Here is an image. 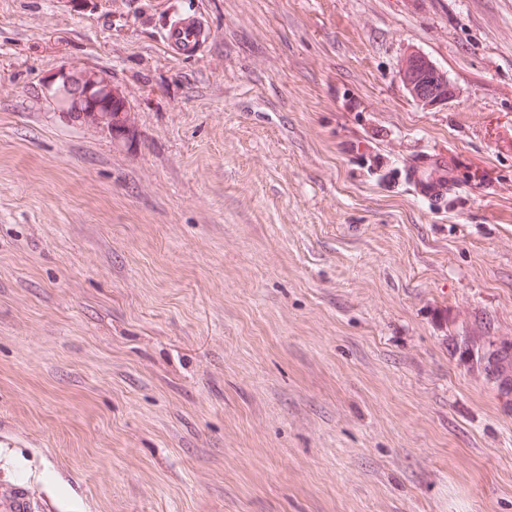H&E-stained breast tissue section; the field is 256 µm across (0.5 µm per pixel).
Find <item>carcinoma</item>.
Instances as JSON below:
<instances>
[{"mask_svg":"<svg viewBox=\"0 0 512 512\" xmlns=\"http://www.w3.org/2000/svg\"><path fill=\"white\" fill-rule=\"evenodd\" d=\"M70 117L116 132L125 131L129 122L118 100L112 102L110 112H78ZM456 349L469 369L494 383L501 394H512V341L493 335L490 322L481 318L461 325Z\"/></svg>","mask_w":512,"mask_h":512,"instance_id":"1","label":"carcinoma"}]
</instances>
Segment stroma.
Wrapping results in <instances>:
<instances>
[{"mask_svg": "<svg viewBox=\"0 0 512 512\" xmlns=\"http://www.w3.org/2000/svg\"><path fill=\"white\" fill-rule=\"evenodd\" d=\"M179 10L197 57L162 43ZM412 54L459 99L414 102ZM71 62L132 137L45 97ZM474 317L512 337V0H0V493L512 512V403L451 342ZM211 30L204 17L192 10H183L164 28L163 41L176 56L199 54L210 42ZM419 56L414 55L412 56L401 68L400 70V77L402 79V82L406 88V91L408 95L411 97L413 101H415L417 104L421 106H433L437 103H440L445 100H452L456 97L455 92L449 87L448 81L446 83V78L439 73L437 68L432 64H426L428 66V69L431 70V72L435 75H440L441 80L445 82L447 86V90L445 93L440 97H427L423 96L420 91L413 86V84L408 80V72L413 69V66L418 62ZM406 179L416 193L430 203H440L452 192L448 183L446 159L439 155L412 158L406 168Z\"/></svg>", "mask_w": 512, "mask_h": 512, "instance_id": "stroma-1", "label": "stroma"}]
</instances>
